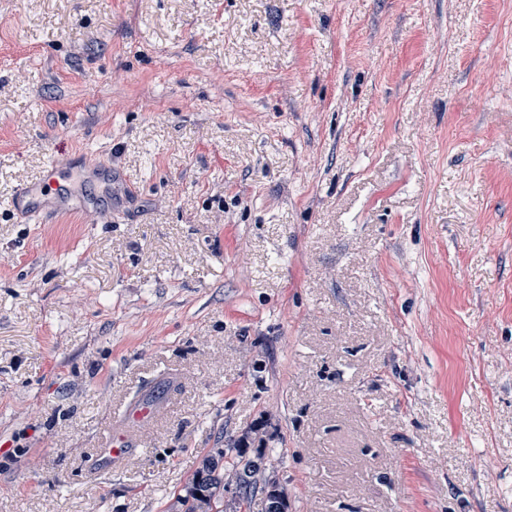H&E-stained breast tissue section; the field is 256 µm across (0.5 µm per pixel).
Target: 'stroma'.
Instances as JSON below:
<instances>
[{"mask_svg": "<svg viewBox=\"0 0 512 512\" xmlns=\"http://www.w3.org/2000/svg\"><path fill=\"white\" fill-rule=\"evenodd\" d=\"M56 157L111 223L9 210ZM0 253V512H182L257 426L288 512H512V0H0ZM166 393L162 402L132 399L124 403L112 423L101 433L95 459V470L118 467L135 448H140L144 434L166 417L172 409L181 383L177 377L165 378Z\"/></svg>", "mask_w": 512, "mask_h": 512, "instance_id": "stroma-1", "label": "stroma"}]
</instances>
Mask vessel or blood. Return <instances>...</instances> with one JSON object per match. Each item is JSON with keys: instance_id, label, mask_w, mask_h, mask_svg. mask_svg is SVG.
<instances>
[{"instance_id": "1", "label": "vessel or blood", "mask_w": 512, "mask_h": 512, "mask_svg": "<svg viewBox=\"0 0 512 512\" xmlns=\"http://www.w3.org/2000/svg\"><path fill=\"white\" fill-rule=\"evenodd\" d=\"M70 178L69 162L52 160L38 186H25L16 193L14 210L29 219L47 216L67 203ZM180 386L178 378L171 375L166 379L162 401L138 398L124 403L101 434L96 468L107 471L118 467L133 449L140 447L144 434L172 409Z\"/></svg>"}]
</instances>
